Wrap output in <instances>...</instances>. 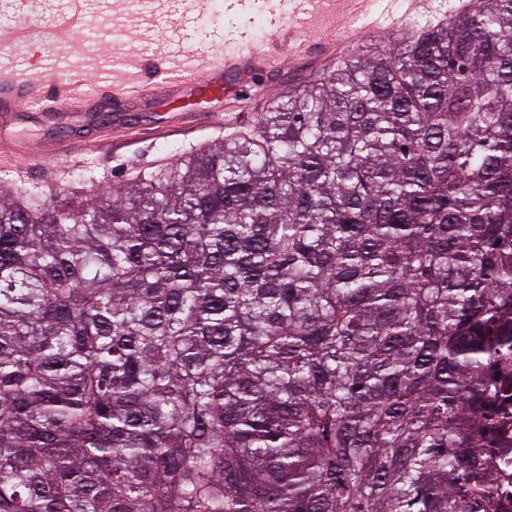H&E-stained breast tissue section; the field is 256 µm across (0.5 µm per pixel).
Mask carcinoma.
Masks as SVG:
<instances>
[{
	"instance_id": "obj_1",
	"label": "carcinoma",
	"mask_w": 512,
	"mask_h": 512,
	"mask_svg": "<svg viewBox=\"0 0 512 512\" xmlns=\"http://www.w3.org/2000/svg\"><path fill=\"white\" fill-rule=\"evenodd\" d=\"M512 0L80 202L0 182V512H500Z\"/></svg>"
}]
</instances>
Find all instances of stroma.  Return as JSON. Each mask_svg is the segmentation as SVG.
Listing matches in <instances>:
<instances>
[{"label":"stroma","instance_id":"stroma-1","mask_svg":"<svg viewBox=\"0 0 512 512\" xmlns=\"http://www.w3.org/2000/svg\"><path fill=\"white\" fill-rule=\"evenodd\" d=\"M351 9L349 0H338L334 27L300 32V39L309 46L307 57L283 64L278 73L253 75L243 93L219 102L199 100L190 105L169 89L149 106L131 104L117 111L71 110L50 116L40 112L38 104H28L0 123V181L47 201H76L87 188L128 183L140 173L162 168L180 155L253 126L280 93L336 70L340 64L337 32L347 25L362 30L361 37L348 47L353 53L376 42L385 43L401 26L438 22L425 5H412L408 0H371L365 16H351ZM192 13L191 0H144L135 13L127 5H115L114 0H91L86 24L98 30V45H91L81 30L49 52L44 63L61 78L83 73L87 90L94 93L110 84L116 67L125 60L143 62L150 69L162 60L172 70L192 66L206 50L205 36L214 28H249L260 46L270 39L263 10L230 17L224 13L222 0H213L199 21L195 42L175 51L181 25ZM381 16L393 17V24L378 36L366 34L370 19Z\"/></svg>","mask_w":512,"mask_h":512}]
</instances>
